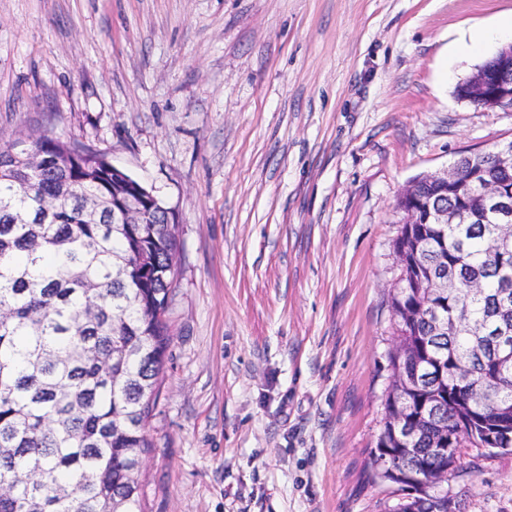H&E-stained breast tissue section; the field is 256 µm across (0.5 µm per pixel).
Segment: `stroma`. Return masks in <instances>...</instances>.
Here are the masks:
<instances>
[{
	"label": "stroma",
	"mask_w": 512,
	"mask_h": 512,
	"mask_svg": "<svg viewBox=\"0 0 512 512\" xmlns=\"http://www.w3.org/2000/svg\"><path fill=\"white\" fill-rule=\"evenodd\" d=\"M512 0H0V143L106 154L179 218L144 512H392L397 197L512 112L460 98ZM493 39L470 44L474 28ZM460 512H512L471 453Z\"/></svg>",
	"instance_id": "1"
}]
</instances>
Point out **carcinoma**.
Listing matches in <instances>:
<instances>
[{
    "mask_svg": "<svg viewBox=\"0 0 512 512\" xmlns=\"http://www.w3.org/2000/svg\"><path fill=\"white\" fill-rule=\"evenodd\" d=\"M23 169L0 151V512H141V460L153 448L147 423L157 406L171 341L166 313L177 275V225L146 208L141 224L112 223V200L134 180L112 174L105 155L39 136ZM466 166L489 183L512 182L486 154ZM104 202L92 223L84 203ZM498 219L476 209L467 224H405L395 241L402 287L390 307L402 355L374 451L431 481L462 464L466 449L512 436V360H498L512 328V244L499 251ZM445 266L455 282L425 310L447 319L435 333L402 305L425 297L419 274ZM428 381L404 389L399 368ZM485 390L471 399L473 388ZM420 429L407 455L392 436L397 409ZM439 413L436 423L423 410ZM448 430L450 459L434 452ZM400 512H426L432 489L397 483Z\"/></svg>",
    "mask_w": 512,
    "mask_h": 512,
    "instance_id": "carcinoma-1",
    "label": "carcinoma"
}]
</instances>
